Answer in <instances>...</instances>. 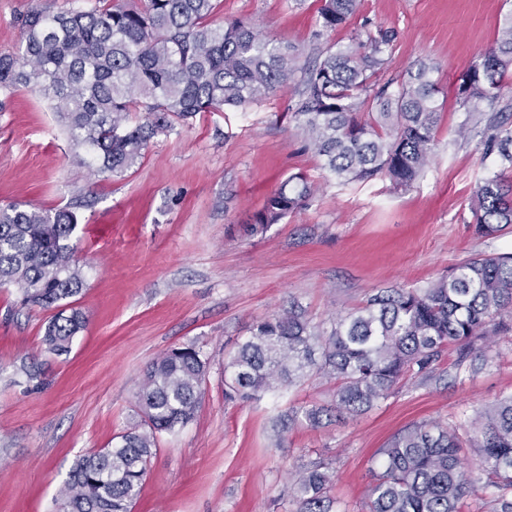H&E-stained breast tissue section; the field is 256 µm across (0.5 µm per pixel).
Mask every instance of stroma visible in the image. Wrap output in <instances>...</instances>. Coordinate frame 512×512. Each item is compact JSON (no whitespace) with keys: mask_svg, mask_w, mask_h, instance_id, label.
I'll list each match as a JSON object with an SVG mask.
<instances>
[{"mask_svg":"<svg viewBox=\"0 0 512 512\" xmlns=\"http://www.w3.org/2000/svg\"><path fill=\"white\" fill-rule=\"evenodd\" d=\"M96 0H0V53L22 54L19 18L87 10ZM315 0H218L213 23L241 17L302 51L351 46L356 33L395 39L377 83L417 62L446 92L489 48L512 0H361L343 28L320 33ZM282 89L243 108L201 112L155 137L126 172L84 162L51 100L27 87L0 94V206L75 212L84 318L68 354L41 342L50 314L0 284V512H60L76 461L139 424L149 364L193 343L208 360L192 421L158 436L132 512H296L294 475L325 464L339 512H364L378 452L405 427L459 425L512 393V332L455 373L446 351L431 377L398 385L371 410L337 418L335 386L318 373L242 402L224 398V366L256 321L297 306L313 322L360 306L374 289L423 288L476 255L512 252V228L482 236L470 207L497 169L480 136L455 135L467 114L446 100L432 161L410 186L342 182L304 147ZM304 172L318 191L260 234L246 231L267 195ZM36 379H29L33 368ZM322 409L319 425L304 413Z\"/></svg>","mask_w":512,"mask_h":512,"instance_id":"obj_1","label":"stroma"}]
</instances>
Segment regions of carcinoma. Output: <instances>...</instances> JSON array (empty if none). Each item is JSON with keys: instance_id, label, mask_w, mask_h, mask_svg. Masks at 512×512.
Here are the masks:
<instances>
[{"instance_id": "cac0c4a2", "label": "carcinoma", "mask_w": 512, "mask_h": 512, "mask_svg": "<svg viewBox=\"0 0 512 512\" xmlns=\"http://www.w3.org/2000/svg\"><path fill=\"white\" fill-rule=\"evenodd\" d=\"M358 0H319L323 31L342 27ZM215 0H98L88 11L53 15L34 10L21 19L25 57L0 55V90L24 85L55 102L72 141L88 148L89 164L121 174L141 159L152 139L199 112L243 108L285 87L299 97L292 118L306 144L344 182L379 175L399 186L430 164L442 104L434 68L421 61L395 92L373 78L384 68L393 33L355 35L346 49L331 47L308 64L285 44L261 37L242 18L216 26ZM512 78V17L499 25L495 44L460 78L456 103L468 114L457 131L475 132L496 153L500 169L475 191V231L492 236L512 226V125L482 104L494 103ZM145 112L144 120L131 113ZM314 185L303 173L288 177L249 224L264 232L306 205ZM77 216L68 208L0 207V281L22 289L29 308L52 310L42 343L69 353L84 328L71 307L85 277L74 263ZM512 254L477 256L450 277L423 289L379 288L354 311L324 330L300 310L256 322L225 364L224 397L247 401L291 386L320 354L318 372L336 385V414L356 416L388 397L402 381L433 372L445 350L449 367L475 372L468 362L490 332L512 322ZM494 329H489V326ZM208 359L196 344L172 348L152 361L137 399L143 423L111 448L78 459L60 495L64 512H131L157 435L187 424L199 407ZM476 452L479 475L462 450ZM375 473L366 512H512V394L480 410L459 432L437 421L413 424L387 447ZM334 476L315 465L292 483L296 512H333Z\"/></svg>"}]
</instances>
